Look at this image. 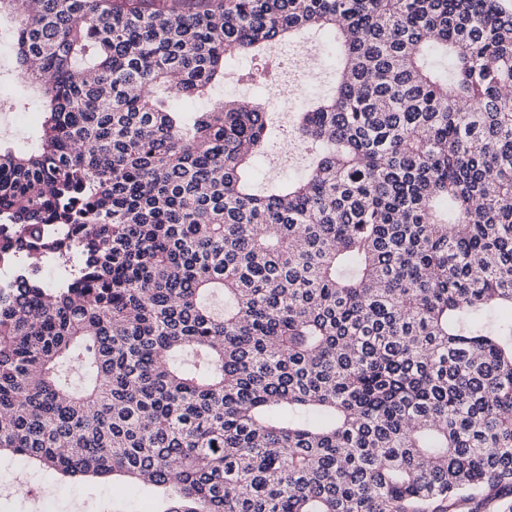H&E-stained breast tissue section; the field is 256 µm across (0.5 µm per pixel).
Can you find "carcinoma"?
<instances>
[{"label": "carcinoma", "mask_w": 512, "mask_h": 512, "mask_svg": "<svg viewBox=\"0 0 512 512\" xmlns=\"http://www.w3.org/2000/svg\"><path fill=\"white\" fill-rule=\"evenodd\" d=\"M151 2L0 0L46 111L0 147V455L161 512H512V0ZM311 31L313 164L260 193L277 104L171 99Z\"/></svg>", "instance_id": "cac0c4a2"}]
</instances>
